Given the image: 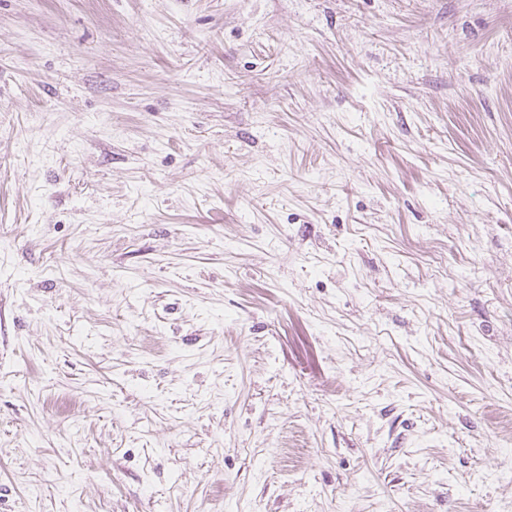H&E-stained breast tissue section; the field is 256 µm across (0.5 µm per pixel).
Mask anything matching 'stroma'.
I'll return each instance as SVG.
<instances>
[{
    "instance_id": "obj_1",
    "label": "stroma",
    "mask_w": 512,
    "mask_h": 512,
    "mask_svg": "<svg viewBox=\"0 0 512 512\" xmlns=\"http://www.w3.org/2000/svg\"><path fill=\"white\" fill-rule=\"evenodd\" d=\"M0 512H512V0H0Z\"/></svg>"
}]
</instances>
